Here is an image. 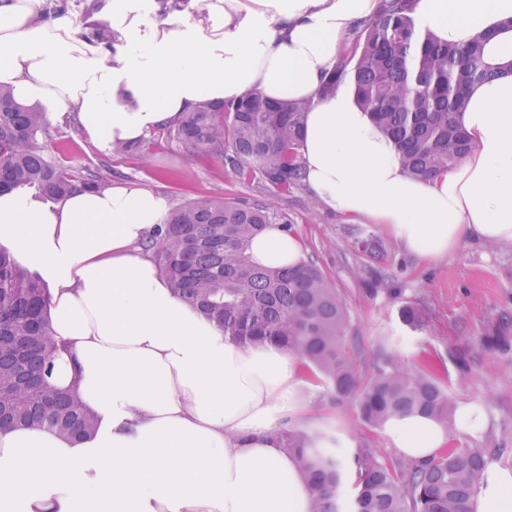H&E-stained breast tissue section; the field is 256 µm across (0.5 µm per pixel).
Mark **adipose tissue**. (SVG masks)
Instances as JSON below:
<instances>
[{"mask_svg":"<svg viewBox=\"0 0 512 512\" xmlns=\"http://www.w3.org/2000/svg\"><path fill=\"white\" fill-rule=\"evenodd\" d=\"M41 0H0V84L47 118H77L104 152L177 121L204 100L304 99L299 152L325 207L386 228L408 252L439 260L466 241L512 246V76L472 88L461 114L471 149L433 179L407 176L398 152L345 88L322 93L339 41L379 0H210L179 21L180 0H106L108 43L76 37ZM418 28L463 43L494 33L512 51V0H416ZM166 198L133 183L57 202L0 193V246L50 286L65 350L54 385L99 416L76 444L47 430L0 431V512H312L297 460L272 441L304 418L300 362L282 347H241L174 295L142 244ZM257 265L294 267L301 242L280 225L254 236ZM388 441L424 463L448 440L425 416L395 418ZM474 512H512V470L488 461Z\"/></svg>","mask_w":512,"mask_h":512,"instance_id":"adipose-tissue-1","label":"adipose tissue"}]
</instances>
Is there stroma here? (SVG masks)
Masks as SVG:
<instances>
[{
    "instance_id": "1",
    "label": "stroma",
    "mask_w": 512,
    "mask_h": 512,
    "mask_svg": "<svg viewBox=\"0 0 512 512\" xmlns=\"http://www.w3.org/2000/svg\"><path fill=\"white\" fill-rule=\"evenodd\" d=\"M150 136L154 150L147 168L137 155L99 152L86 134H72L66 121L48 123L38 143L47 156L77 169L107 165L113 183H143L175 206L202 194L250 205L262 201L254 183L240 180L221 161L188 160L163 130ZM276 221L303 240L306 261L323 271L345 303L348 333L361 344L357 370L370 373L391 356L434 370L454 404L481 406L488 417L482 438L458 433L455 443L497 449V462L512 468V247L469 241L448 258L421 259L379 225L347 222L313 207L305 186L281 200ZM369 234L380 239V253L364 249ZM408 304L420 311L421 329L402 323ZM298 394L313 401L312 431L331 429L343 447L392 455L384 431L361 420L356 399L337 398L325 386L314 396L304 387Z\"/></svg>"
}]
</instances>
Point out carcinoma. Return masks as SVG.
I'll list each match as a JSON object with an SVG mask.
<instances>
[{"mask_svg": "<svg viewBox=\"0 0 512 512\" xmlns=\"http://www.w3.org/2000/svg\"><path fill=\"white\" fill-rule=\"evenodd\" d=\"M413 7L414 0H383L376 15L357 23L351 57L324 90L349 87L392 139L408 175L426 180L466 156L470 144L459 117L468 90L512 75V59L492 52L486 35L452 43L419 29ZM309 108L304 100L268 101L253 91L237 102L203 101L163 130L185 158L219 159L236 176L284 198L303 181L298 146ZM46 130L45 113L17 103L0 85V191L32 189L58 200L108 185L102 169L77 171L45 155L37 141ZM276 214L272 204L201 196L172 208L144 249L174 293L225 337L242 347L274 342L298 356L337 397H356L367 425L382 428L420 414L452 430L448 391L426 372L389 358L371 374H357L347 309L316 265L252 263L247 245ZM49 300L45 282L0 247V429H51L79 441L95 431L97 418L48 381L61 349L50 328ZM275 440L308 475L312 512H341L346 471L356 488L351 512H473L485 466L479 448H444L425 464L363 449L348 465L332 450L336 438L329 432L285 428Z\"/></svg>", "mask_w": 512, "mask_h": 512, "instance_id": "obj_1", "label": "carcinoma"}]
</instances>
